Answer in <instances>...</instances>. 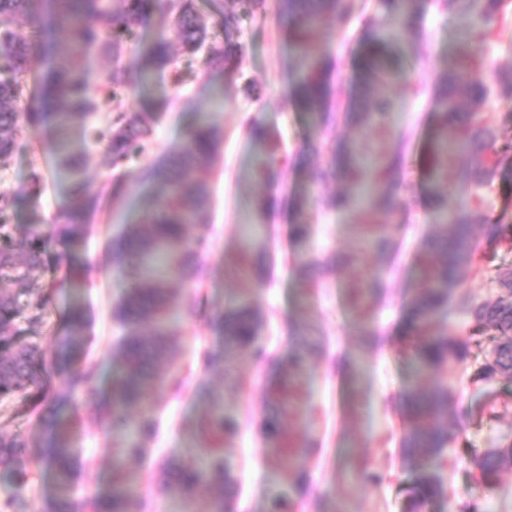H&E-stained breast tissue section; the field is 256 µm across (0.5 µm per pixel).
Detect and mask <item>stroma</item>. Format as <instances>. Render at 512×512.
<instances>
[{
  "label": "stroma",
  "mask_w": 512,
  "mask_h": 512,
  "mask_svg": "<svg viewBox=\"0 0 512 512\" xmlns=\"http://www.w3.org/2000/svg\"><path fill=\"white\" fill-rule=\"evenodd\" d=\"M364 2L365 10L354 15L347 32L326 25L319 33L323 49L336 60L345 79L354 67L352 39L376 10L375 0ZM466 16L464 0H456L445 12L427 8L414 38L418 53L412 62H405L400 48L391 50L392 63L407 69L405 79L377 89L395 107L391 120L382 126L336 127L337 138L353 141L364 159L395 148L402 152L399 180L407 201L404 213L395 216L374 210L369 215L370 221L384 225L386 233L401 245L393 259L384 263L362 242L361 214L325 211L320 206L321 197L338 190L340 184L311 177L313 170L327 165L329 157L320 146L321 133L309 113L285 103L295 57L274 9L244 22L240 40L245 53L239 73L208 72L177 86L168 70H158L146 90L129 96L133 111L155 116L151 142L146 153L126 167L119 195L107 207L90 213L87 235L76 253L55 242L43 251L33 273V287L38 293L51 292L52 297L49 323L35 342L46 354H53L55 339L64 334L71 309L82 307L88 321L85 348L100 364L102 384H109L118 369L113 349L118 330L110 312L127 286L112 267L110 241L122 225L141 218L146 201L163 199L159 187L142 182L141 168L178 150L188 128L200 117H209L224 131L221 151L210 167L212 221L205 233L214 251L207 278L185 291L196 311L195 317L182 324L185 346L177 367L185 388L175 393L159 387L153 393L160 431L141 467L144 480L153 484L148 492L150 512L181 510L177 498L156 488L155 463L166 456L189 465L197 463L192 451L193 425L203 415L196 395L203 382L223 392L225 409L238 414L242 422L237 437L225 446L240 482L235 512H266L269 499L284 484L288 466L271 457L260 432L269 400L265 367L247 352L226 361L220 371L207 370L202 362L204 349L217 341L211 316L230 304L252 276L249 263L240 259L244 227L255 222L261 198L284 188L305 201L312 235L305 246L293 245L286 216L267 217L274 245L268 279L257 289L254 305L267 321L263 339L269 348L290 351L297 328L308 342L322 343L325 348L306 378L295 383L299 398L287 407L283 418L286 435L316 444L314 453L298 464L307 489L293 494V512H405L414 481L401 446L406 399L413 388L408 304L421 282L416 248L437 229L425 177L429 147L436 135L429 90L439 81ZM475 63L490 83L512 65V22L480 48ZM248 80L259 88V98L244 92ZM255 123L270 131L279 151L293 157L305 155V164L280 168L275 184L259 180L253 173L257 148L246 134L247 127ZM35 170L43 177L42 192L37 200H18L14 224L20 230L30 224H52L73 203L68 179L56 166L52 122L47 116L19 134L10 166L0 169V194L12 193ZM484 197L486 205L474 215L475 225L488 220L512 224V181H495L485 189ZM308 252L320 253L334 268L326 288L315 294L305 290L299 270V260ZM73 259L89 268L88 282L78 290L61 284ZM505 268H512V242L477 256L472 271L455 288L438 318L439 327L450 330L460 348L459 357L435 374L454 390L450 420L459 435L445 454L447 496L429 505L426 512H460L467 505L478 512H512V468L485 482L475 464L487 448L512 437V380L475 381L479 351L466 314L470 303L494 299L493 278ZM375 274L381 275L386 288L375 300L374 312L367 315L352 303L350 294ZM346 358L359 365L360 377L353 386L342 366ZM93 408L89 402L82 410L77 446L83 467L76 483L81 489L98 492L107 488L111 477L112 436L91 420ZM363 468L377 474L378 482H363L358 476ZM16 493L25 498L27 512H45L54 494L50 471L36 468L21 486L0 479V502Z\"/></svg>",
  "instance_id": "obj_1"
}]
</instances>
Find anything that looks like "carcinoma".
<instances>
[{
    "label": "carcinoma",
    "mask_w": 512,
    "mask_h": 512,
    "mask_svg": "<svg viewBox=\"0 0 512 512\" xmlns=\"http://www.w3.org/2000/svg\"><path fill=\"white\" fill-rule=\"evenodd\" d=\"M470 28L455 46L454 55L432 94L438 116V132L431 146L427 177L436 202L437 222L450 229L436 233L421 243L420 253L427 264L425 283L411 300L409 324L412 342L415 386L408 398V415L402 447L415 471L414 494L408 512H421L432 501L446 497L440 472V459L448 445L458 437L450 423L454 406L453 390L444 382L428 387L422 382L429 375L459 356V346L445 329L434 330L436 318L451 299L452 288L470 271L478 252L471 238L470 212L484 205L481 190L501 176L503 154L494 148L492 130L482 126L475 112L492 92V87L472 72L468 62L477 47L499 34L498 22L506 19V0H466ZM212 12L219 16L220 34L211 35L204 17L197 13L193 0H159L164 25L181 45L174 56L164 37L139 54L136 64L124 63L134 45L141 24L142 0H0V168H7L16 148L21 121L31 124L38 118L32 108L19 109L25 99L23 76L36 56L49 59L60 56L63 64L50 71L49 97L54 112V150L58 166L68 175L75 204L51 225V234L41 224H31L22 234L14 231L12 209L18 197L37 193L39 176L11 195H0V345L9 353L0 356V399L20 396L30 401L23 413L40 418L38 407L53 403L66 415L51 430L41 446H30L16 434L0 433V470L13 475L19 483L28 479L26 465L36 463L53 472L56 493L46 512H142L144 500L139 493L141 473L138 465L146 457L148 444L155 437L158 422L151 394L158 386L180 390L183 380L174 369L184 340L182 319L195 314L184 294L171 286L174 280L184 286L196 285L208 271L210 241L186 232L190 226L205 228L211 222L210 163L218 154L224 132L218 126L200 121L189 130L179 150L159 159L141 171L143 180L161 187L166 196L161 207L150 205L137 224H127L111 241L112 258L125 274L130 286L112 307V321L120 329L116 349L120 373L109 393L100 395L97 363L84 351L86 324L83 311L73 308L67 334L57 337L53 359L45 360L40 349L20 340L19 322L36 334L48 324L49 295L32 293L30 272L41 262L49 238L68 249L76 248L86 234L85 212L92 202L102 204L108 197L100 190L90 196L84 178L85 153L75 148L72 130H81V146L93 138L106 149L112 169L120 170L142 149L143 138L151 131L153 115L134 112L122 97L124 90L143 85L151 71L167 68L174 84L192 76L198 67L206 70L236 71L244 55L238 37L241 23L266 9V0H209ZM358 9L356 0H275V12L288 28L297 67L290 97L309 112L323 128L331 132L336 124L371 126L393 109L387 100H373L374 89L388 80H398L403 69L389 66L393 42L410 38L415 22L425 9V0H377V11L364 27L359 41L364 50L355 84L348 85L332 77V64L321 49L317 34L330 23L341 29L348 25ZM23 17L30 31L13 27L12 19ZM99 50L112 58L102 83L92 89L87 78V57ZM111 105L105 124L92 126L89 120L102 106ZM255 143L263 146L255 160L257 173L267 177L288 163L271 147V135L255 124L248 129ZM465 149L474 162L457 170L456 178L471 189L464 205L448 207L443 188L448 184V167L454 155ZM332 162L320 173L323 179L341 178L347 189L322 200L327 210L360 212L378 208L400 211L398 185L391 177L400 154L386 153L378 160L372 176L357 156L353 143L331 140ZM285 208L290 213L289 238L304 245L312 225L303 212V204L281 197L268 198L259 208L260 223L252 225L253 243H266L267 225L261 220L269 212ZM370 248L380 257L392 254L396 243L386 233L365 226ZM512 237V225L488 221L483 224L485 250L495 249ZM256 283L264 281L268 271V253L260 248L252 257ZM306 287L322 283L331 272L330 265L318 257L301 261ZM500 293L492 301L473 303L468 314L474 332L492 335L493 347L482 357L477 379L491 382L512 379V270L498 274ZM253 289L239 290L231 306L218 310L211 324L219 342L204 352L205 367L224 365L237 351L249 348L254 359L275 377L271 382L272 399L285 403L284 386L306 374L307 355H320L324 349L314 345L282 356L261 341L264 318L254 308ZM168 364L165 375L158 366ZM102 396L96 419L113 434L112 481L104 493L78 496L75 484L81 460L75 448L76 419L86 400ZM199 399L207 404L196 434L203 444L202 462L188 467L182 460L168 457L159 464V482L178 497L181 512H196L194 502L201 493L213 501V512H224V505L236 500L238 480L224 455V440L235 437L241 427L239 417L224 409L222 395L202 389ZM140 406L135 422L128 420V409ZM264 442L277 459L288 453L284 448L280 410L265 416ZM481 478L488 482L500 471L512 467V438L485 451L478 459Z\"/></svg>",
    "instance_id": "cac0c4a2"
}]
</instances>
